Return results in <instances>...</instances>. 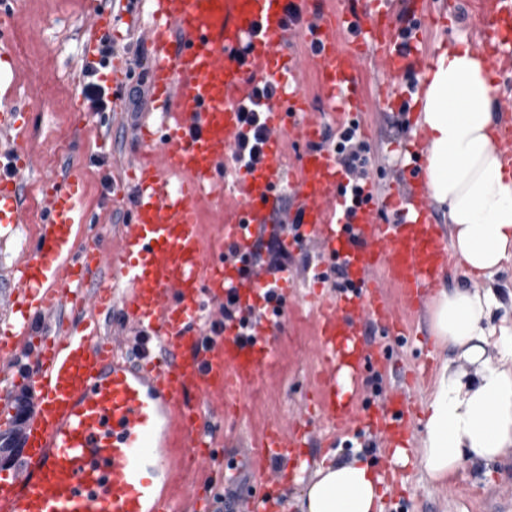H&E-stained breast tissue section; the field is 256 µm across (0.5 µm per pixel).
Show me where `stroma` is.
Wrapping results in <instances>:
<instances>
[{
    "mask_svg": "<svg viewBox=\"0 0 512 512\" xmlns=\"http://www.w3.org/2000/svg\"><path fill=\"white\" fill-rule=\"evenodd\" d=\"M435 12L445 14L442 26L424 33L427 49L443 53L454 47L458 37L473 30L468 0H457L455 10H448L446 0H432ZM82 0H18L17 18L8 47L18 71L15 86L22 101L27 125V148L34 170L26 190L32 212H39L40 177L68 165L78 166L84 184L82 207L101 213L103 230H110L112 209L106 208L105 185L123 174L133 153L131 115L152 109L150 94L135 102L121 100L112 110L99 113L96 125L83 137L73 134L72 115L82 103L80 94V56L82 34L79 19ZM33 225L0 230V331L7 330V279L19 259L23 243L30 238ZM272 376L283 383L281 396H271L264 385H257L253 402L258 415L269 424H288L304 411L306 400L296 389V372L287 363L271 368ZM307 456L319 457L315 466H307L295 478L290 494V512H303L306 487L317 468L339 461L369 457L375 469H382L387 459L381 452L365 453L361 446L307 449ZM404 496H383V512H512V454L491 464L489 475H482L471 463H464L451 483L431 481L422 467H414L403 482Z\"/></svg>",
    "mask_w": 512,
    "mask_h": 512,
    "instance_id": "stroma-1",
    "label": "stroma"
}]
</instances>
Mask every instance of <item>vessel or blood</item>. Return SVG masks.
Wrapping results in <instances>:
<instances>
[{
    "instance_id": "obj_1",
    "label": "vessel or blood",
    "mask_w": 512,
    "mask_h": 512,
    "mask_svg": "<svg viewBox=\"0 0 512 512\" xmlns=\"http://www.w3.org/2000/svg\"><path fill=\"white\" fill-rule=\"evenodd\" d=\"M299 25L284 21V0H148L141 38L151 55L152 97L159 123L141 127L125 178L111 203L131 216L103 233L88 228L82 179L71 167L42 177V216L10 270L13 337L0 342V407L8 408L15 361L30 319L50 316L30 353L28 388L40 401L36 418L20 422L27 455L17 475H0V512H170V492L186 461L211 470L218 445L240 448L251 491L237 512H288L289 462L313 441L315 428L334 438H374L387 454L413 449L418 405L412 388L380 401L366 396L379 372H400L392 353L372 350L364 329L408 343L430 294L455 258L444 225L434 223L430 190L416 171L426 153L408 129L410 159L378 177L364 201L337 208L348 184L324 127L341 129L369 112L411 109L408 74L429 70L423 32L435 15L430 0H408L404 27L392 0H293ZM130 0H83L84 65L133 25ZM475 47L494 77L512 71V0H470ZM301 41L306 53L289 48ZM368 56L385 83L369 97L355 74ZM311 66L326 104L312 111L299 73ZM261 84L268 139L254 168L234 185L224 169L242 124L240 109ZM14 91L0 95V228L21 224L29 209L22 182L32 169ZM496 149L512 161V105L504 107ZM292 205L279 211L283 190ZM237 202L218 241L205 240L203 202ZM292 225L293 249L314 246L315 274L344 271L340 295L313 287L293 291L295 272L278 275L246 265L273 221ZM235 298L238 315L220 331L204 312L220 313ZM145 337L141 361L126 358L124 337L107 335L101 320ZM250 318L243 333L241 318ZM302 335L289 366L305 374V420L261 425L255 443L242 441L253 411L252 385L277 363L287 338Z\"/></svg>"
}]
</instances>
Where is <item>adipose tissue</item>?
<instances>
[{
    "label": "adipose tissue",
    "instance_id": "1",
    "mask_svg": "<svg viewBox=\"0 0 512 512\" xmlns=\"http://www.w3.org/2000/svg\"><path fill=\"white\" fill-rule=\"evenodd\" d=\"M489 65L468 42L445 50L428 79L418 123L425 128L426 177L444 205L451 247L470 274L492 280L512 262V169L493 142L499 123ZM493 288L440 292L431 304L434 336L453 350L428 403L418 461L442 482L463 462L491 465L512 451V325L491 323ZM380 477L362 459L319 470L306 512H376Z\"/></svg>",
    "mask_w": 512,
    "mask_h": 512
}]
</instances>
